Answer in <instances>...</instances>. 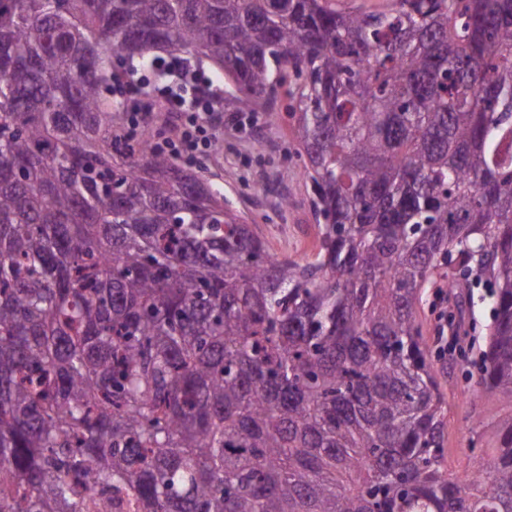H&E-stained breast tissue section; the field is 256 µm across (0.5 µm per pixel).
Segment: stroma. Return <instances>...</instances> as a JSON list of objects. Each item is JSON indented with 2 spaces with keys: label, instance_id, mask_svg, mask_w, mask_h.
<instances>
[{
  "label": "stroma",
  "instance_id": "1",
  "mask_svg": "<svg viewBox=\"0 0 512 512\" xmlns=\"http://www.w3.org/2000/svg\"><path fill=\"white\" fill-rule=\"evenodd\" d=\"M294 83L290 76L278 87L273 105L260 112L259 123L250 134L225 127L221 150L206 155L201 168L205 179L223 193L229 207L245 223L252 225L270 253L309 259L316 251L317 222L297 156L296 124L287 113ZM464 291L472 297L464 326L471 337L482 339L493 315L490 288L473 280L466 283ZM466 368V363L457 360L445 363L438 374L445 398L443 465L449 477L462 484L470 479L476 459L469 446L472 432L492 439L496 422L512 413L511 407L492 395L473 401L472 389L464 380Z\"/></svg>",
  "mask_w": 512,
  "mask_h": 512
}]
</instances>
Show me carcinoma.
<instances>
[{"label":"carcinoma","instance_id":"1","mask_svg":"<svg viewBox=\"0 0 512 512\" xmlns=\"http://www.w3.org/2000/svg\"><path fill=\"white\" fill-rule=\"evenodd\" d=\"M300 80L314 259L122 145L106 59ZM457 255L512 406V0H0V512H512V414L448 478L418 314ZM465 288H460V293L464 296L471 294L472 307L465 314L464 327L468 330L469 336L482 343V338L487 334V328L492 322V306L488 298L490 288L483 280H472L463 282Z\"/></svg>","mask_w":512,"mask_h":512}]
</instances>
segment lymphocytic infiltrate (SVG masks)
Returning <instances> with one entry per match:
<instances>
[{
  "label": "lymphocytic infiltrate",
  "instance_id": "f902f5d3",
  "mask_svg": "<svg viewBox=\"0 0 512 512\" xmlns=\"http://www.w3.org/2000/svg\"><path fill=\"white\" fill-rule=\"evenodd\" d=\"M163 72L159 96L166 104L165 115L153 111V103L139 87L115 83L114 96L128 105L127 140H134L143 125L162 121L170 130L163 138L161 148L185 162H197L199 156L211 151L225 123H232L241 133L251 132L257 122L252 112L225 113L221 105V92L214 83L187 58H169L157 61Z\"/></svg>",
  "mask_w": 512,
  "mask_h": 512
}]
</instances>
